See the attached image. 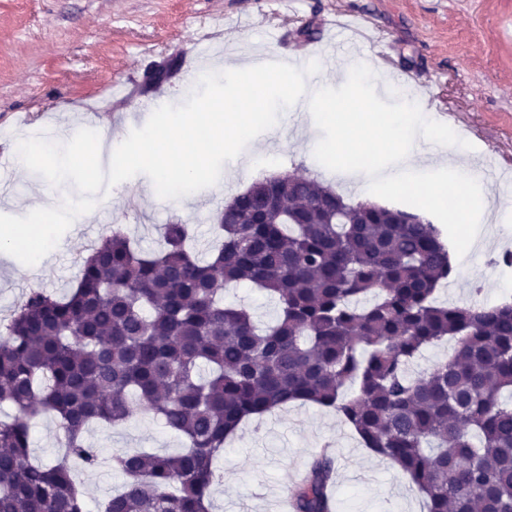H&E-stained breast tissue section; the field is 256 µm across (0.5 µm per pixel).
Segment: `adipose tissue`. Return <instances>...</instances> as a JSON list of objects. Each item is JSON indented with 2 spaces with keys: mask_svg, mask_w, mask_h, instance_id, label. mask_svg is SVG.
<instances>
[{
  "mask_svg": "<svg viewBox=\"0 0 512 512\" xmlns=\"http://www.w3.org/2000/svg\"><path fill=\"white\" fill-rule=\"evenodd\" d=\"M224 74L230 79L225 95L235 100L237 106L215 125L209 140L195 145L174 165L162 151L145 150L118 158L123 165L151 168L156 181L168 190L169 205L179 207L197 199L202 185L201 166L212 152H223L229 163V176L239 175L237 143L250 133L260 104L252 91L279 79L288 80L289 67L284 64L278 70L269 71L233 56L225 59ZM291 99L293 106H304L306 111L319 113L324 121L335 124L336 143L343 155L336 164L338 173L382 182L396 190H425L429 204L447 209L452 219L468 224L469 238L473 241L481 237L484 225L512 222V207L496 203L486 180L469 163L465 138L454 129L435 124L430 114L410 116L394 112L355 116L342 125L336 121L333 102L319 96L316 84L299 86ZM419 136L433 141V148L425 151L414 148L413 142ZM374 142L383 144L394 155L393 168L366 164L364 156Z\"/></svg>",
  "mask_w": 512,
  "mask_h": 512,
  "instance_id": "adipose-tissue-1",
  "label": "adipose tissue"
}]
</instances>
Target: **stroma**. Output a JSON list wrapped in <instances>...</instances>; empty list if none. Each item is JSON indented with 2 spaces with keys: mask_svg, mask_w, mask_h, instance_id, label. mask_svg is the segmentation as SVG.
<instances>
[{
  "mask_svg": "<svg viewBox=\"0 0 512 512\" xmlns=\"http://www.w3.org/2000/svg\"><path fill=\"white\" fill-rule=\"evenodd\" d=\"M339 12L373 18L394 66L408 78L407 92L422 109L455 114L480 167L512 157V0H0V214L26 215L22 198L33 188L59 202L77 194L71 183L54 187L17 169L16 137L39 134L46 124L58 128V142L66 143L73 128L64 114L71 111L83 127H107L101 166L109 168V154L147 122L143 103L174 92L192 74L199 53L216 57L226 45L243 43L279 56L316 55L329 17ZM305 26L313 29L312 38L300 37ZM158 65L170 66V73L147 86V72ZM323 78L324 98L375 113L400 108L380 82H360L348 70L329 67ZM267 95L265 120L242 138L239 152L251 157L264 150L269 164L251 165L232 179L225 175L223 153H212L206 162L212 186L180 209L150 191L143 174L99 191L95 208L78 216L44 257L38 277L0 257V319L28 289L60 296L70 291L81 257L112 230L153 249L163 225L182 222L192 225L197 250L209 248L225 203L272 175L317 179L352 202L426 211L421 197L387 188L367 192L340 181L332 156L317 161L309 155L310 140L332 142L335 126L317 119L301 127L281 87L269 85ZM426 213L464 250L439 299L502 302L503 289L512 288V267L494 270L486 259L496 237L512 239V223L487 225L478 246L467 243L447 211ZM88 440L104 461L119 450L173 452L182 446L175 433L139 410L124 425L93 427ZM328 441L335 444L337 512H424L422 496L396 465L363 448L334 411L314 405H291L242 425L218 461L224 480L212 489V512H276L278 494ZM79 480L86 512H98L124 482L105 464L80 473Z\"/></svg>",
  "mask_w": 512,
  "mask_h": 512,
  "instance_id": "1",
  "label": "stroma"
}]
</instances>
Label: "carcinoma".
I'll use <instances>...</instances> for the list:
<instances>
[{
	"label": "carcinoma",
	"mask_w": 512,
	"mask_h": 512,
	"mask_svg": "<svg viewBox=\"0 0 512 512\" xmlns=\"http://www.w3.org/2000/svg\"><path fill=\"white\" fill-rule=\"evenodd\" d=\"M217 243L190 248L167 224L142 252L120 231L82 262L76 286L30 289L0 326V512H85L76 468L101 465L86 433L119 426L137 398L177 433L175 453L120 452L126 477L102 512H211L226 440L291 403L332 409L397 465L427 512H512V302L447 305L448 246L429 220L282 174L224 205ZM275 302L257 325L224 287ZM451 343L432 367L423 352ZM59 421L66 453L30 458L31 424ZM333 458L291 489L293 512H332Z\"/></svg>",
	"instance_id": "cac0c4a2"
}]
</instances>
